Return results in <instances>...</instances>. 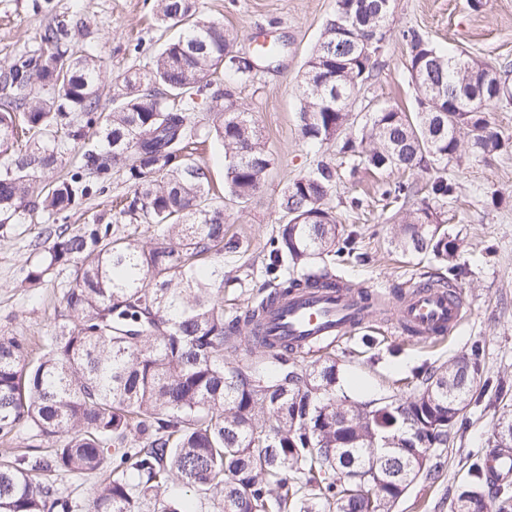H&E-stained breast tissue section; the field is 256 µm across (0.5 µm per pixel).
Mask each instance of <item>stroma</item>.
I'll return each instance as SVG.
<instances>
[{"instance_id": "35a3bbf8", "label": "stroma", "mask_w": 512, "mask_h": 512, "mask_svg": "<svg viewBox=\"0 0 512 512\" xmlns=\"http://www.w3.org/2000/svg\"><path fill=\"white\" fill-rule=\"evenodd\" d=\"M33 2L0 0V66L20 52L37 49L39 34L53 13L66 15L80 31L79 48L102 62L100 96L105 103L116 91L117 76L142 68L150 54L178 34L155 22L154 0H52L50 9L41 12L33 9ZM195 5L200 15L223 22L236 34L239 55H251L259 36L284 46L280 61L259 66L254 82L223 84L230 102L252 112L273 160L259 192L242 204L225 202L221 145L208 141L200 156L211 169L213 204L225 205L229 234L248 246L244 256L224 257L225 271L235 277L224 289L225 317L239 314L270 291L260 271L265 245L282 222L279 203L287 183L318 163L335 167L338 180L326 203L333 207L337 224L356 232L359 247L369 255L367 264L346 268V280L405 290L423 282L422 268L417 257L402 254L392 244L397 207L383 193L400 181L422 187L442 176L456 186L455 199L439 211L449 233L464 240L459 262L466 272L454 287L465 303V319L451 337L436 344L399 335L382 321L356 330L330 349L339 369L336 393L355 401L406 399L417 371L439 367L475 346L480 349L482 379L512 382V144L490 154L466 149L461 159L446 164L430 160L410 172L370 171L358 158L341 153L335 142L311 147L300 132L298 82L335 13L336 0H195ZM413 30L448 51L464 50L494 68H512V0H487L478 9L471 0H394L378 67L349 105L347 137L358 138L376 108L414 110L415 92L406 69V35ZM42 230L39 224H21L0 237V331L33 340L50 330L69 281L67 272L58 269L38 282L27 281L39 259L33 243ZM510 414L512 394L492 404L465 407L461 426L441 450L442 473L433 480L418 479L392 512H451L472 456L491 450L495 425Z\"/></svg>"}]
</instances>
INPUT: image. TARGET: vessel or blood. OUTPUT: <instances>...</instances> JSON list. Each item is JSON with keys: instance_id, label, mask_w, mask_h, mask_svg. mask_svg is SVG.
<instances>
[{"instance_id": "1", "label": "vessel or blood", "mask_w": 512, "mask_h": 512, "mask_svg": "<svg viewBox=\"0 0 512 512\" xmlns=\"http://www.w3.org/2000/svg\"><path fill=\"white\" fill-rule=\"evenodd\" d=\"M463 312L457 291L418 284L395 306L392 326L415 338H442L459 328ZM371 314L358 290L311 288L268 302L260 334L268 343L309 351L323 341L352 334L370 323ZM488 476L495 482L512 478V453H491Z\"/></svg>"}]
</instances>
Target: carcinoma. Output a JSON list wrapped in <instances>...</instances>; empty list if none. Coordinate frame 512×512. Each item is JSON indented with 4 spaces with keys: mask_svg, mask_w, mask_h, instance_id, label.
Masks as SVG:
<instances>
[{
    "mask_svg": "<svg viewBox=\"0 0 512 512\" xmlns=\"http://www.w3.org/2000/svg\"><path fill=\"white\" fill-rule=\"evenodd\" d=\"M392 12L393 0H336L300 85L308 143L333 141L348 124L355 84L372 76ZM157 20L179 35L144 69L118 77L109 107L101 104L99 60L75 55L65 18L54 17L36 50L0 70V235L47 214L52 245L27 280L60 268L74 283L38 360L27 361L26 337L0 332V443L26 447L0 454V512H193L158 497L179 484L220 498L223 512H390L409 487L416 452L446 445L473 399L479 349L416 377L406 401H353L336 396L335 359L297 369L288 352L241 336L260 322L264 300L224 320V250L245 245L227 236L224 209L208 202L209 167L193 158L201 139L195 112L226 96L215 87L219 70L241 83L255 72L233 51L232 33L199 16L194 0H158ZM409 37L417 109L374 111L361 137L364 164L384 171L417 168L427 157L456 160L465 128L472 151L501 149L505 140L487 131L482 103L489 65ZM96 125L109 150L89 152L78 170L31 198L67 143ZM208 133L224 147V198L249 201L272 165L252 114L214 112ZM116 167L132 193L90 224L55 223L103 189ZM335 185L336 169L320 163L283 190V224L264 265L283 294L329 288L339 267L362 258L356 235L339 231L323 206ZM454 192L444 177L428 184L436 202ZM141 224L156 237L135 238ZM393 243L445 266L450 278L460 274L463 239L426 203L401 217ZM243 341L251 362L225 361L224 351ZM493 438V447L512 448L511 416ZM372 471L382 487L353 493L351 479ZM484 471L481 458L469 465L455 512H504L484 490ZM60 472L102 480L80 506L59 496Z\"/></svg>",
    "mask_w": 512,
    "mask_h": 512,
    "instance_id": "cac0c4a2",
    "label": "carcinoma"
}]
</instances>
